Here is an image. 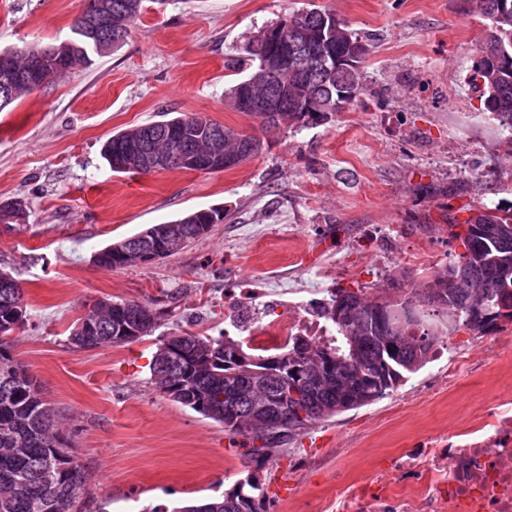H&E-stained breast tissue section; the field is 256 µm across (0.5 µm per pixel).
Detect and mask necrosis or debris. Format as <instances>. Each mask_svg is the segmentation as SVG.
<instances>
[{
	"label": "necrosis or debris",
	"instance_id": "4bbe7bcc",
	"mask_svg": "<svg viewBox=\"0 0 512 512\" xmlns=\"http://www.w3.org/2000/svg\"><path fill=\"white\" fill-rule=\"evenodd\" d=\"M321 305V299L300 297L279 322L253 317L250 334L263 345L298 334L335 335ZM419 458L425 473L423 512H512V397L496 399L485 414L450 434L447 447L422 449ZM336 512L404 510L391 489L367 496L353 487L337 495Z\"/></svg>",
	"mask_w": 512,
	"mask_h": 512
}]
</instances>
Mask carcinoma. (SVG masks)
Here are the masks:
<instances>
[{"label": "carcinoma", "mask_w": 512, "mask_h": 512, "mask_svg": "<svg viewBox=\"0 0 512 512\" xmlns=\"http://www.w3.org/2000/svg\"><path fill=\"white\" fill-rule=\"evenodd\" d=\"M95 2L96 21L83 15L76 19L71 37L55 45L56 56L47 60L38 76L29 74V63L45 53V48L12 52L17 72L0 77V83L10 85L11 101L91 65L94 55L120 47L144 10V0ZM475 5L488 25L471 48L473 82L481 92L484 111L508 132L512 145V0H475ZM325 24L332 30L328 45L317 47L305 61L293 59L294 69L284 76L288 109L279 113L278 122L269 125L264 113H247L260 120L261 127H305L336 111L341 94L363 93L361 61L338 64L333 57L367 41L331 10L315 6L291 16L282 40L290 49L299 47ZM244 52L249 73L226 93L233 109L245 93L265 94L267 47L257 35L247 42ZM309 98L319 99L324 111H303L302 102ZM169 123L181 126L180 141L159 136L157 121L137 125L112 135L103 145L104 158L109 166H119L122 173L148 174L150 170L140 165L134 152L144 138L153 139L154 148L163 154L182 152L186 143L194 152H205L213 146L208 136L212 128L220 131L222 147L242 152L244 161L263 148V141L255 134L195 114H183ZM472 211L478 216L464 221L465 252L436 268L425 287L408 289L400 280H390L388 288L404 292L400 301L387 295L370 298L361 288L334 290L323 307L325 318L336 328L334 339L322 342L313 336H290L275 353L255 355L230 337L172 332L159 339L151 383L173 401L224 426L228 435L242 438L239 446L245 448L249 461L275 457L317 422L388 396L404 379L437 358L440 337L457 326L483 333L501 319L512 322V206L489 208L482 204ZM26 217L23 202L0 204V222L23 224ZM178 222L188 227V245L210 228L190 213ZM461 273L481 285L483 294L477 296L469 288L455 286L453 278ZM429 311L443 313L446 324L442 330L427 326ZM146 316L150 322L144 326L142 339L159 327L161 312L140 301L101 300L86 313L96 321L94 331L82 334L74 329L69 343L80 350L117 345L115 325L134 324ZM26 319L23 288L14 278L8 286L0 287V512H73L76 501L71 490L78 483L85 497L81 512H88L89 503L94 501L92 475L75 454L55 409L44 399L11 345V333ZM257 369L284 374L269 381L268 403L272 412L286 404V411L276 416L278 424L272 428L275 436L260 446L254 445L243 424L252 413L247 392ZM47 469L54 471L51 483L43 479ZM270 508L263 485L250 476L221 498L144 512H270Z\"/></svg>", "instance_id": "cac0c4a2"}]
</instances>
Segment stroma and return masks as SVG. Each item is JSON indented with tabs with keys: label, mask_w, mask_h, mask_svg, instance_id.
<instances>
[{
	"label": "stroma",
	"mask_w": 512,
	"mask_h": 512,
	"mask_svg": "<svg viewBox=\"0 0 512 512\" xmlns=\"http://www.w3.org/2000/svg\"><path fill=\"white\" fill-rule=\"evenodd\" d=\"M312 3L368 40L365 90L326 121L263 131L224 93L246 73L247 41ZM85 8L0 0V49L64 41ZM485 29L468 0H145L120 49L0 111V203L20 200L28 212L16 228L0 225V269L20 282L28 309L15 350L71 429L95 507L144 512L219 497L251 473L274 512H311L344 485L373 484L393 457L447 447L449 430L512 387V354L483 356L462 328L449 341L478 362L456 386L438 358L391 395L247 466L222 426L154 390L155 337L93 351L68 341L106 298L163 310V334L242 342L252 315L283 318L298 288L373 296L402 272L422 286L463 253L451 227L468 206L512 205V155L469 82V50ZM182 113L258 133L263 150L213 172L116 173L103 158L113 133ZM210 207L224 222L171 258L117 270L93 260L112 241ZM329 265L336 275L316 278ZM248 285L263 296L225 322L226 294Z\"/></svg>",
	"instance_id": "1"
}]
</instances>
